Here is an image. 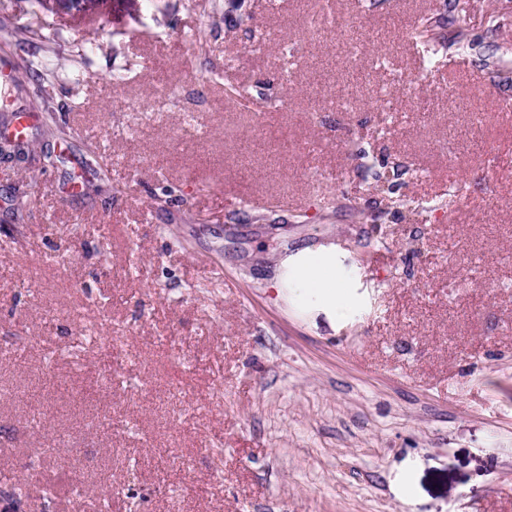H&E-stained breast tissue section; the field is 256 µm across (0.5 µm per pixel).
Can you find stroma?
<instances>
[{"label": "stroma", "instance_id": "1", "mask_svg": "<svg viewBox=\"0 0 512 512\" xmlns=\"http://www.w3.org/2000/svg\"><path fill=\"white\" fill-rule=\"evenodd\" d=\"M327 8L355 52L311 32ZM423 17L472 49L425 69ZM47 25L60 159L0 158V483L55 512H512V0H0V62ZM301 250L335 255V309L270 288Z\"/></svg>", "mask_w": 512, "mask_h": 512}]
</instances>
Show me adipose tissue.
I'll return each instance as SVG.
<instances>
[{"instance_id": "obj_1", "label": "adipose tissue", "mask_w": 512, "mask_h": 512, "mask_svg": "<svg viewBox=\"0 0 512 512\" xmlns=\"http://www.w3.org/2000/svg\"><path fill=\"white\" fill-rule=\"evenodd\" d=\"M297 288L316 289L321 303L335 307L342 294V285L336 279V263L331 254H323L320 262H313L306 253L281 260L277 273L271 281L273 288L282 289L287 285Z\"/></svg>"}]
</instances>
